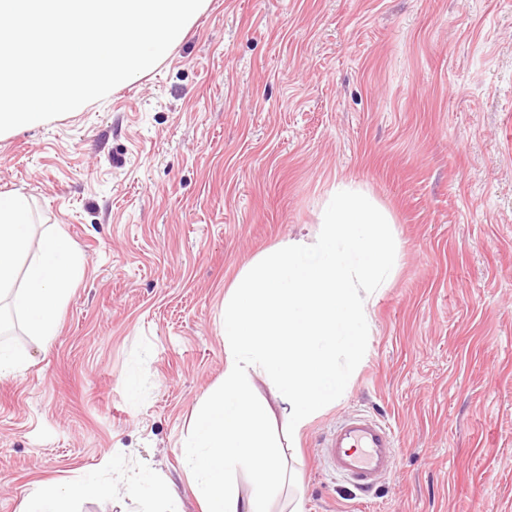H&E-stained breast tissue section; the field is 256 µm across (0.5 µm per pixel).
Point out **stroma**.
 <instances>
[{"instance_id":"1","label":"stroma","mask_w":512,"mask_h":512,"mask_svg":"<svg viewBox=\"0 0 512 512\" xmlns=\"http://www.w3.org/2000/svg\"><path fill=\"white\" fill-rule=\"evenodd\" d=\"M392 216L391 283L364 358L269 512H512V0H209L154 71L0 138V192L63 228L83 275L50 341L13 319L0 380V512L37 482L93 479L74 512H145L224 379V297L282 242H315L332 187ZM391 426L367 493L322 446L346 416ZM25 363L24 354L0 343V379L17 377L24 370Z\"/></svg>"}]
</instances>
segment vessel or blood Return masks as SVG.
<instances>
[{
  "mask_svg": "<svg viewBox=\"0 0 512 512\" xmlns=\"http://www.w3.org/2000/svg\"><path fill=\"white\" fill-rule=\"evenodd\" d=\"M324 446L334 470L367 491L391 470L396 440L386 424L354 414L325 437Z\"/></svg>",
  "mask_w": 512,
  "mask_h": 512,
  "instance_id": "1",
  "label": "vessel or blood"
}]
</instances>
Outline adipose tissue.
Segmentation results:
<instances>
[{"label":"adipose tissue","instance_id":"1","mask_svg":"<svg viewBox=\"0 0 512 512\" xmlns=\"http://www.w3.org/2000/svg\"><path fill=\"white\" fill-rule=\"evenodd\" d=\"M32 211L28 198L18 192L0 193V299L10 298L25 318L32 335L51 339L66 305L71 284L81 273V261L63 229L31 240ZM31 255L25 276H18L20 257ZM89 481L39 485L25 497L17 512H71L72 504L100 493Z\"/></svg>","mask_w":512,"mask_h":512}]
</instances>
